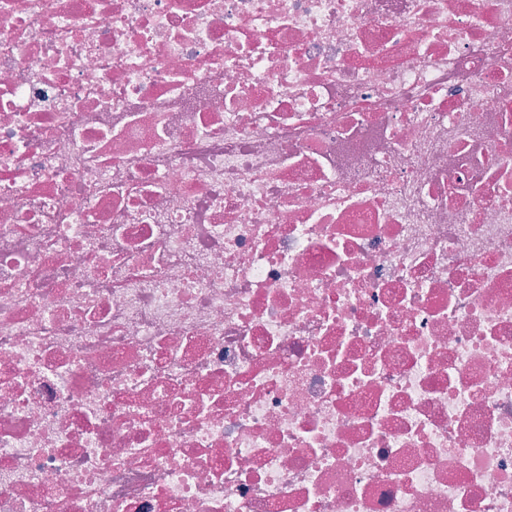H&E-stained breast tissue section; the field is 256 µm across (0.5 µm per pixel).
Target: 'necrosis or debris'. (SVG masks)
Masks as SVG:
<instances>
[{
	"mask_svg": "<svg viewBox=\"0 0 512 512\" xmlns=\"http://www.w3.org/2000/svg\"><path fill=\"white\" fill-rule=\"evenodd\" d=\"M0 512H512V0H0Z\"/></svg>",
	"mask_w": 512,
	"mask_h": 512,
	"instance_id": "4bbe7bcc",
	"label": "necrosis or debris"
}]
</instances>
